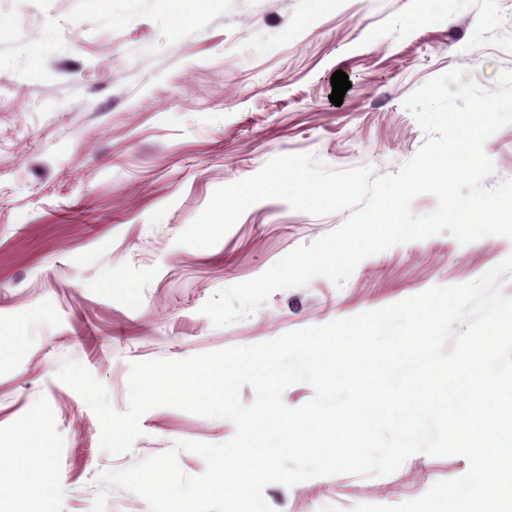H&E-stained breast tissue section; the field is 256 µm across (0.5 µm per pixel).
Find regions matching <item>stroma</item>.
Segmentation results:
<instances>
[{"label":"stroma","instance_id":"obj_1","mask_svg":"<svg viewBox=\"0 0 512 512\" xmlns=\"http://www.w3.org/2000/svg\"><path fill=\"white\" fill-rule=\"evenodd\" d=\"M455 68L490 90L512 69V0H0V337L19 339L0 360V448L55 475L37 495L0 494V512H92L101 472L236 433L157 407L131 450L111 455L95 413L57 377L64 359L123 412L132 363L263 343L475 281L511 256L503 236L410 241L363 259L343 287L318 276L218 327L202 311L216 292L348 214L267 199L213 247L176 242L218 188L281 155L397 172L425 140L405 100ZM338 70L351 86L336 106ZM484 152L495 166L485 187L512 179V124ZM39 417L44 445L26 437ZM468 469L459 455L415 454L384 477L271 484L264 498L273 512H353L418 499Z\"/></svg>","mask_w":512,"mask_h":512}]
</instances>
